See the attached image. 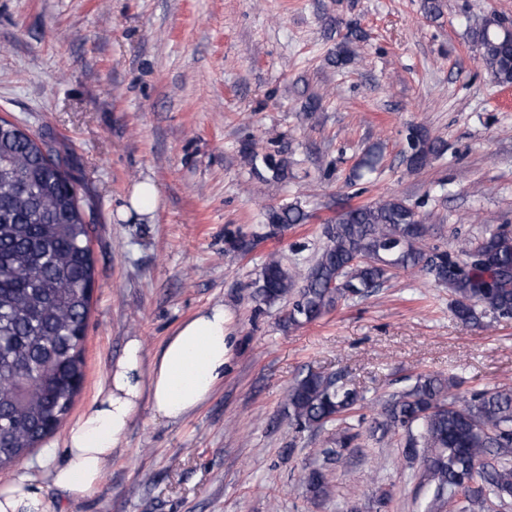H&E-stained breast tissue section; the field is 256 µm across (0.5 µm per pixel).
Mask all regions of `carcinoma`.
Wrapping results in <instances>:
<instances>
[{"label":"carcinoma","instance_id":"obj_1","mask_svg":"<svg viewBox=\"0 0 512 512\" xmlns=\"http://www.w3.org/2000/svg\"><path fill=\"white\" fill-rule=\"evenodd\" d=\"M346 33L334 63L349 64L362 40L360 30L334 22ZM467 36L490 79L512 85V35L495 15L468 19ZM409 168H423L444 143L420 128L408 134ZM242 153L274 181L288 180L283 152ZM67 157L17 123L0 119V469L8 468L43 442L71 412L84 380L83 344L94 283L91 222L74 183ZM307 214L297 202L265 210L270 234L302 224ZM433 227L405 200L390 196L348 205L324 227L326 245L303 271L290 272L277 255L252 281L259 304L288 303V326L329 313L342 300L361 298L381 287L397 270H417L451 292L454 316L464 324L480 315L512 319V233L488 230L476 242L461 243L455 254L427 246ZM450 378L419 374L410 386L380 401L369 429L382 435L402 432L403 454L433 487L427 512H439L463 482L461 512H486L512 502V389L497 388L460 399ZM291 425L301 431L336 426L332 447L341 450L361 436L351 424L363 396L336 374L309 372L288 389ZM298 484L314 498L334 493L321 468L303 469Z\"/></svg>","mask_w":512,"mask_h":512}]
</instances>
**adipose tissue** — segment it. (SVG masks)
Returning <instances> with one entry per match:
<instances>
[{"label": "adipose tissue", "instance_id": "adipose-tissue-1", "mask_svg": "<svg viewBox=\"0 0 512 512\" xmlns=\"http://www.w3.org/2000/svg\"><path fill=\"white\" fill-rule=\"evenodd\" d=\"M223 307L197 312L168 338L151 364L138 339H129L93 404L69 427L64 463L46 449L37 464L0 485V512H49L44 487L89 494L103 479L142 402L155 417L178 421L199 408L224 377L232 350Z\"/></svg>", "mask_w": 512, "mask_h": 512}]
</instances>
